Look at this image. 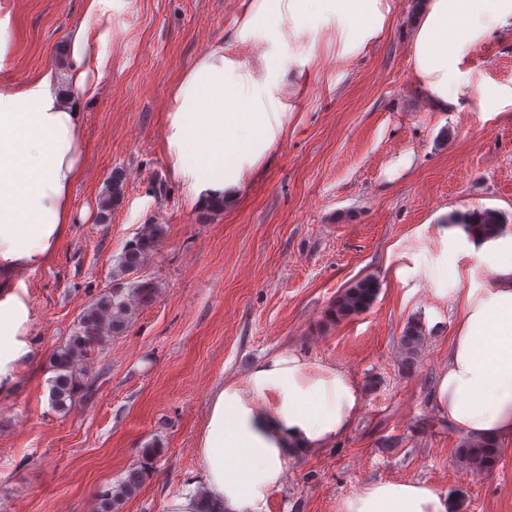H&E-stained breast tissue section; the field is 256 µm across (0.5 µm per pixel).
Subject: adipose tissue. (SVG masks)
Segmentation results:
<instances>
[{
    "instance_id": "obj_1",
    "label": "adipose tissue",
    "mask_w": 512,
    "mask_h": 512,
    "mask_svg": "<svg viewBox=\"0 0 512 512\" xmlns=\"http://www.w3.org/2000/svg\"><path fill=\"white\" fill-rule=\"evenodd\" d=\"M112 0H84L66 43L64 70L0 84V275L44 265L74 222L72 194L85 172L80 99L96 95L112 39L103 19ZM512 20V0H426L413 45L419 90L431 106L456 107L457 42ZM215 47L199 57L170 94L166 145L190 201L219 206L240 187L245 162H258L277 131L266 118L254 74ZM497 279L485 294L466 293L432 401L463 436L512 441V233L484 244ZM28 317L14 294L0 299V385L23 351L16 341ZM347 372L288 353L256 363L211 399L198 445L200 484L169 498L165 512H198L205 489L218 512H263L289 458L324 448L346 432L361 404ZM347 512H457L454 499L418 481H380L347 501Z\"/></svg>"
}]
</instances>
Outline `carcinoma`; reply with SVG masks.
<instances>
[{
    "mask_svg": "<svg viewBox=\"0 0 512 512\" xmlns=\"http://www.w3.org/2000/svg\"><path fill=\"white\" fill-rule=\"evenodd\" d=\"M123 192V176L112 173V189L101 201V209L109 211ZM447 223L459 224L466 233L479 241L494 239L506 223L503 214L485 208L448 215ZM162 234L159 224H146L129 240L117 267L120 275L127 278L126 286L96 298L81 314L75 334L65 345L50 355V365L55 376L50 380L51 404L64 410L80 390L84 376V361L88 352L104 344L113 336L127 331L133 322L136 307L154 294V281L146 274L150 258L157 250ZM379 283L373 276L363 277L345 288L336 297L331 315L342 320L368 310L377 298ZM427 332L421 319L407 322L400 336V351L406 365L414 364L426 343ZM501 456L499 444L491 440L463 438L455 457L478 475L490 474ZM144 478L143 468L130 470L127 476L112 489L100 495L97 512H119L122 502L132 497Z\"/></svg>",
    "mask_w": 512,
    "mask_h": 512,
    "instance_id": "obj_1",
    "label": "carcinoma"
}]
</instances>
